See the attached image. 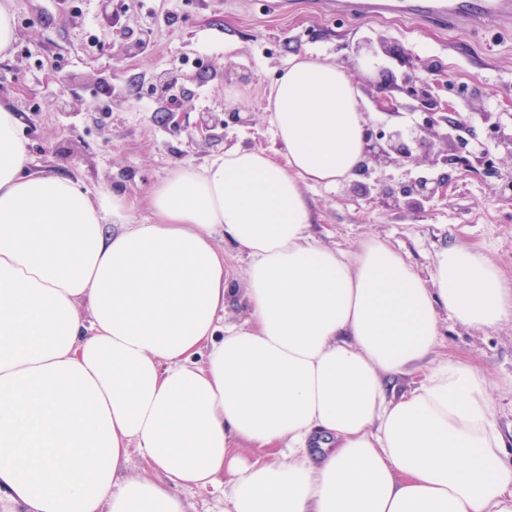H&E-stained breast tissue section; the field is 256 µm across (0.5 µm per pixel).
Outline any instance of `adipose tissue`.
Masks as SVG:
<instances>
[{"mask_svg": "<svg viewBox=\"0 0 512 512\" xmlns=\"http://www.w3.org/2000/svg\"><path fill=\"white\" fill-rule=\"evenodd\" d=\"M266 112L278 153L179 164L137 200L29 174L0 103V503L189 512L181 489L220 479L224 512H512L489 379L432 360L442 317L512 321V281L470 247L423 274L381 239L346 253L311 235L305 187L364 159L347 69L294 57ZM219 231L248 260V316L220 340ZM134 452L145 474L126 475Z\"/></svg>", "mask_w": 512, "mask_h": 512, "instance_id": "ef3b65f1", "label": "adipose tissue"}]
</instances>
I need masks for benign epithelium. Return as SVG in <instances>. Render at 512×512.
<instances>
[{"label": "benign epithelium", "instance_id": "obj_1", "mask_svg": "<svg viewBox=\"0 0 512 512\" xmlns=\"http://www.w3.org/2000/svg\"><path fill=\"white\" fill-rule=\"evenodd\" d=\"M390 55L391 48L385 37L366 39L356 48L362 63L372 66L379 79L368 82L363 92L371 97L386 119L367 120L364 128L365 159L357 170L363 180H355L349 190L378 207L401 209L418 216L425 211V204L432 203L447 194L448 176L437 178L413 177L412 168L422 162L446 167L458 164L470 157L482 155V141L475 127L461 115H448V108L441 105L435 90L448 87V80L435 79L429 83L417 75L412 56H407L408 71L401 79L379 63L380 54ZM417 111L425 117L419 122L412 118ZM479 117L495 135L496 144L512 147V134L501 121L497 112L481 110ZM467 127V136L450 137L448 128L457 121ZM453 154H448V151ZM401 171L395 178L386 169Z\"/></svg>", "mask_w": 512, "mask_h": 512}]
</instances>
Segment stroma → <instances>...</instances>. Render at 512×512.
I'll return each mask as SVG.
<instances>
[{"instance_id":"stroma-1","label":"stroma","mask_w":512,"mask_h":512,"mask_svg":"<svg viewBox=\"0 0 512 512\" xmlns=\"http://www.w3.org/2000/svg\"><path fill=\"white\" fill-rule=\"evenodd\" d=\"M17 37L0 56V101L18 113L30 169L136 197L178 164L201 165L234 147L275 150L266 121L270 85L295 55L369 69L354 48L389 41L448 75L451 112L512 114V24L441 30L396 16L336 15L316 0H12ZM240 122L225 123L224 113ZM486 170L447 169L446 196L419 216L382 210L346 185L309 187L311 234L354 251L373 235L427 272L444 246L484 252L512 280V197L499 177L512 157L493 146ZM435 357L476 366L498 385L497 416L512 448V322L475 330L445 320Z\"/></svg>"}]
</instances>
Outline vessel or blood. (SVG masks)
<instances>
[{"label": "vessel or blood", "mask_w": 512, "mask_h": 512, "mask_svg": "<svg viewBox=\"0 0 512 512\" xmlns=\"http://www.w3.org/2000/svg\"><path fill=\"white\" fill-rule=\"evenodd\" d=\"M328 10L370 17L399 15L423 24L467 19L477 24L512 19V0H328Z\"/></svg>", "instance_id": "vessel-or-blood-1"}]
</instances>
